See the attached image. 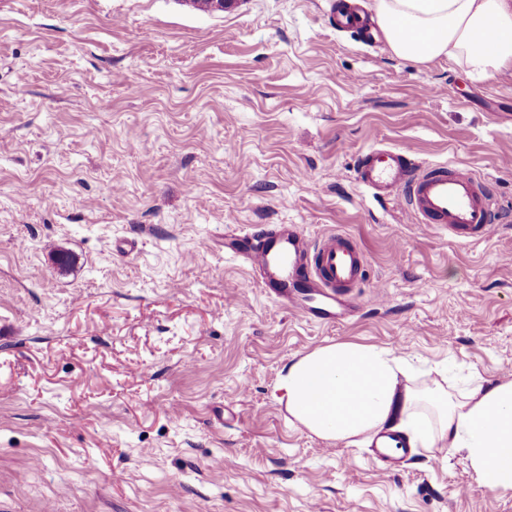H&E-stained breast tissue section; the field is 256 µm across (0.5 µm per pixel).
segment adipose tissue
<instances>
[{
	"instance_id": "1",
	"label": "adipose tissue",
	"mask_w": 512,
	"mask_h": 512,
	"mask_svg": "<svg viewBox=\"0 0 512 512\" xmlns=\"http://www.w3.org/2000/svg\"><path fill=\"white\" fill-rule=\"evenodd\" d=\"M375 17L397 57H445L481 78L512 69V0H375ZM278 388L289 421L318 438L365 444L397 432L411 448L451 449L492 489L512 491L510 377L422 385L391 347L344 341L291 360Z\"/></svg>"
}]
</instances>
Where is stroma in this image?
Returning a JSON list of instances; mask_svg holds the SVG:
<instances>
[{
  "instance_id": "stroma-1",
  "label": "stroma",
  "mask_w": 512,
  "mask_h": 512,
  "mask_svg": "<svg viewBox=\"0 0 512 512\" xmlns=\"http://www.w3.org/2000/svg\"><path fill=\"white\" fill-rule=\"evenodd\" d=\"M332 3L0 0V512H512L461 457L390 470L274 398L336 341L512 373V70L364 46ZM379 143L487 178L491 236L360 189ZM273 224L357 240L350 321L225 255Z\"/></svg>"
}]
</instances>
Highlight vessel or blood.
Returning <instances> with one entry per match:
<instances>
[{
	"label": "vessel or blood",
	"instance_id": "1",
	"mask_svg": "<svg viewBox=\"0 0 512 512\" xmlns=\"http://www.w3.org/2000/svg\"><path fill=\"white\" fill-rule=\"evenodd\" d=\"M336 24L373 37L354 0L337 6ZM356 181L373 197L405 207L416 223L448 229L457 240L472 242L493 232L486 180L469 169L418 162L409 147L380 145L360 154ZM224 250L243 259L260 288L306 321L333 324L357 310L354 291L366 278L368 261L348 234L329 232L313 240L294 225L277 224L243 245L236 234H225Z\"/></svg>",
	"mask_w": 512,
	"mask_h": 512
}]
</instances>
